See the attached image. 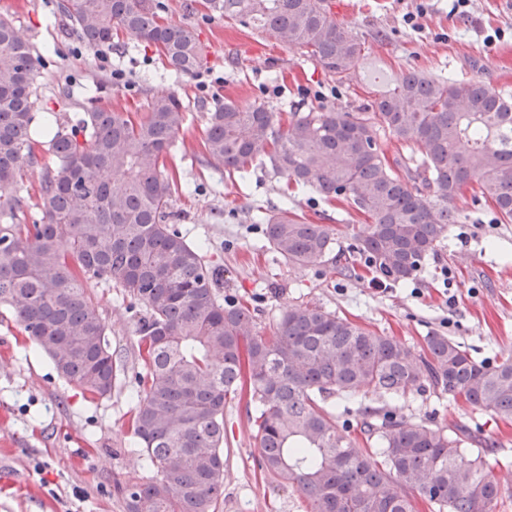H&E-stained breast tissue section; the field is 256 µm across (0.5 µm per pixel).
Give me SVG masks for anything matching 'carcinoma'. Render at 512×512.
<instances>
[{
	"label": "carcinoma",
	"instance_id": "1",
	"mask_svg": "<svg viewBox=\"0 0 512 512\" xmlns=\"http://www.w3.org/2000/svg\"><path fill=\"white\" fill-rule=\"evenodd\" d=\"M226 18L307 49L339 83L354 79L365 39L326 0H210ZM60 16L96 50L117 30L153 45L177 76L205 63L196 30L161 21L159 0H60ZM39 71L32 43L0 16V304L52 361L93 397L112 392L118 366L87 283L105 281L137 309L141 358L131 431L154 476L130 484L129 512H216L224 497V406L247 392L258 416L260 468L291 487L307 512H495L501 488L481 448L456 431L412 424L365 405L429 390L512 419V360L479 363L444 335L418 350L315 304L290 309L270 338L248 307L220 299L224 275L177 227L178 184L160 170L186 125L175 94L132 119L110 109L56 115L33 138ZM263 105L226 100L207 114L212 165L244 175L268 165L286 183L343 198L370 224L351 251L381 278L413 279L462 212L468 186L512 223V97L473 78L411 70L357 112H293L286 129ZM410 147L388 160L379 132ZM38 177L37 201L27 178ZM264 246L290 268L350 258L335 229L286 208H257ZM363 416L366 447L339 428L333 399Z\"/></svg>",
	"mask_w": 512,
	"mask_h": 512
}]
</instances>
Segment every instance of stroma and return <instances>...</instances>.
I'll use <instances>...</instances> for the list:
<instances>
[{
	"label": "stroma",
	"instance_id": "1",
	"mask_svg": "<svg viewBox=\"0 0 512 512\" xmlns=\"http://www.w3.org/2000/svg\"><path fill=\"white\" fill-rule=\"evenodd\" d=\"M329 2L337 21L367 40L348 86L326 75L306 50L224 17L209 0H164V22L195 27L206 49L200 81L176 77L154 47L124 34L108 49L110 64L101 63L95 51L64 31L58 0H0V15L10 16L39 51L37 119L104 106L140 113L150 97L179 95L189 119L165 165L179 184L192 188L173 198L185 214L180 229L190 242H205L206 261L224 271L220 295L251 307L258 334L273 335L289 308L314 303L409 345L441 334L484 363L512 359V223H500L484 200L464 193L457 202L461 222L415 277L378 291L370 286L374 273L364 260H356L354 272L346 275L329 260L292 269L259 246L263 227L252 219L256 208L285 204L310 223L337 229L339 247L350 250L365 219L347 201L329 203L313 191L285 197L283 178L270 168L241 177L207 163V113L226 100L260 104L277 114L319 107L353 112L413 69L476 78L512 94V0H468L459 12L452 0ZM415 12L416 30L404 21ZM497 31L502 39L487 49L485 37ZM114 68L126 72L128 86L113 83ZM88 293L118 360L112 392L100 399L58 376L10 310L0 306V410L10 415L11 453L22 481L38 490L24 497L0 488V512H128L127 484L147 476L130 452L129 393L140 368L135 313L110 285L90 283ZM396 409L410 422L459 428L486 441L490 457L499 461L493 475L502 498L495 512H512V421L445 395H417L399 401ZM224 420V497L216 512H305L295 489L263 478L244 401L229 399Z\"/></svg>",
	"mask_w": 512,
	"mask_h": 512
}]
</instances>
